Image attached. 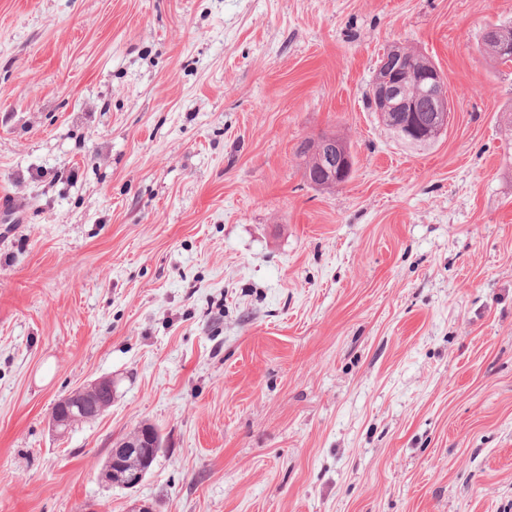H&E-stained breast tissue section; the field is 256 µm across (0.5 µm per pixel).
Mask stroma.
<instances>
[{
  "label": "stroma",
  "mask_w": 512,
  "mask_h": 512,
  "mask_svg": "<svg viewBox=\"0 0 512 512\" xmlns=\"http://www.w3.org/2000/svg\"><path fill=\"white\" fill-rule=\"evenodd\" d=\"M495 24L512 0H0V512H512ZM396 43L446 78L424 151L367 105ZM324 133L332 189L297 155ZM143 424V482L100 484ZM322 137L323 136H320L317 139V141H319L316 146V151L318 152L320 160L319 168L322 171V175L327 177L329 181L336 182L337 185H342L348 180L350 176L349 166L351 174L354 165L353 155L350 151V146L343 138L339 136H336V138H334L333 136L325 138ZM336 139L342 143L345 150L347 151L351 159V165L349 157L343 151L340 143H338ZM317 141H307L308 145L303 147V150L300 152V156L304 157V177L309 182L310 179L313 181V177L319 174L316 168L314 154L312 152L313 147L315 146ZM64 400V399H63ZM61 400V401H63ZM83 391L77 390L72 392L65 401H63L60 405H55V409L51 412L50 415V423L52 429L58 431L59 434H64L69 429L70 419L63 412L64 408L68 414L71 416L73 412H83L84 411V402H83ZM59 401V402H61ZM58 402V403H59Z\"/></svg>",
  "instance_id": "obj_1"
}]
</instances>
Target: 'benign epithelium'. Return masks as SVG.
Masks as SVG:
<instances>
[{
  "mask_svg": "<svg viewBox=\"0 0 512 512\" xmlns=\"http://www.w3.org/2000/svg\"><path fill=\"white\" fill-rule=\"evenodd\" d=\"M415 97L409 98L400 93L401 75L399 69L379 65L373 80L370 97L378 112L395 114L397 129L411 140H427L440 136L448 127V86L438 66L429 63L417 72L413 78ZM428 102L426 110H420L416 102ZM316 151L319 155L322 175L331 182L344 184L349 178L350 159L336 138L329 136L318 141ZM84 411L83 391L72 392L65 401L55 406L51 412L52 429L60 434L69 429V415ZM143 456L144 468L126 476L123 486L134 489L139 486L150 470L158 447L153 434L138 444ZM125 453L123 448H114L108 465L99 474V480L107 486L114 484V470L119 457Z\"/></svg>",
  "mask_w": 512,
  "mask_h": 512,
  "instance_id": "obj_1",
  "label": "benign epithelium"
}]
</instances>
